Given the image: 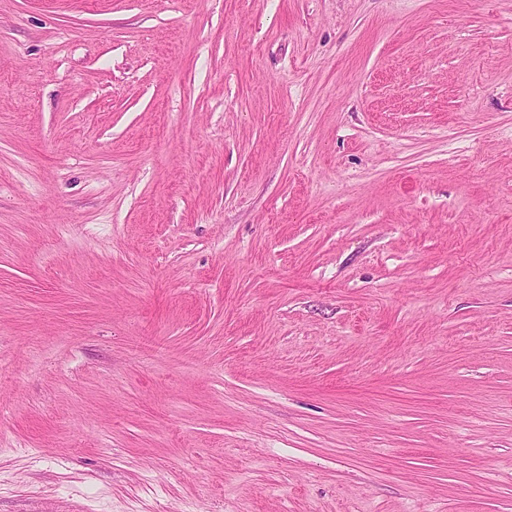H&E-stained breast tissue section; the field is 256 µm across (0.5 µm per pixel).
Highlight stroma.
<instances>
[{
  "label": "stroma",
  "instance_id": "1",
  "mask_svg": "<svg viewBox=\"0 0 512 512\" xmlns=\"http://www.w3.org/2000/svg\"><path fill=\"white\" fill-rule=\"evenodd\" d=\"M0 512H512V0H0Z\"/></svg>",
  "mask_w": 512,
  "mask_h": 512
}]
</instances>
